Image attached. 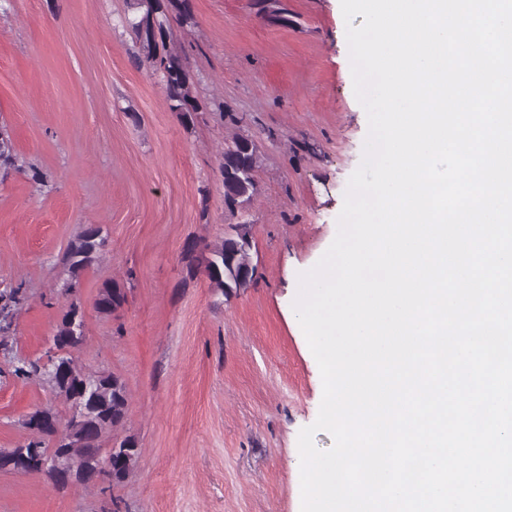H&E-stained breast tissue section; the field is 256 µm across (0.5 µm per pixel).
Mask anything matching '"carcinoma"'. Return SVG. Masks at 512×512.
Masks as SVG:
<instances>
[{
  "instance_id": "carcinoma-1",
  "label": "carcinoma",
  "mask_w": 512,
  "mask_h": 512,
  "mask_svg": "<svg viewBox=\"0 0 512 512\" xmlns=\"http://www.w3.org/2000/svg\"><path fill=\"white\" fill-rule=\"evenodd\" d=\"M139 15L125 18V28L138 48V59L149 63L162 81L170 109L179 115L183 125L194 123L202 106L193 96V82L180 55L168 49L167 41L173 35L172 13L187 18L184 0H133ZM260 164L258 144L251 138L236 136L224 143L219 170L224 187V206L230 210L241 208L253 200L257 192V172ZM0 169L18 173L27 172L20 163L10 133L0 127ZM107 239L102 228L85 226L70 242L61 257L68 273L59 294L66 297L54 329L52 347L47 360L15 357L11 361V375L22 381L49 385L67 405V413L49 407L24 416L21 426L27 436L15 448L0 450V468L30 474H44L62 485L55 470L42 465L47 457H58L73 476V480L100 487L109 496L108 512H120V501L112 490L121 485L135 467L140 449L137 441L114 434L128 413V393L122 378L108 371L87 373L78 368L73 352L85 339L82 304L77 297L80 277L100 260ZM252 248L248 225L233 224L231 231L211 243L193 241L183 251L181 261L191 279L204 276L213 292L228 296L250 286L253 279L243 272L255 271L250 251ZM28 299L27 289L19 283L0 290V348H12L10 337L18 310ZM128 302L126 289L116 282H107L95 300L96 309L107 316L121 310ZM112 435V467L101 463L98 452L101 442Z\"/></svg>"
}]
</instances>
